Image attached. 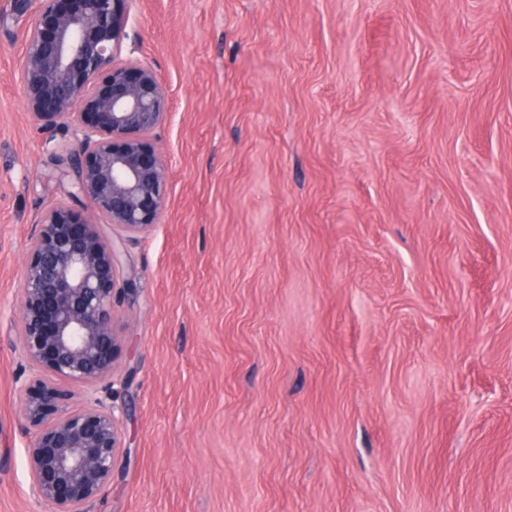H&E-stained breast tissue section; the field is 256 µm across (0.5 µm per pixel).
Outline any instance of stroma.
Returning a JSON list of instances; mask_svg holds the SVG:
<instances>
[{
  "instance_id": "1",
  "label": "stroma",
  "mask_w": 512,
  "mask_h": 512,
  "mask_svg": "<svg viewBox=\"0 0 512 512\" xmlns=\"http://www.w3.org/2000/svg\"><path fill=\"white\" fill-rule=\"evenodd\" d=\"M170 116L122 251L125 451L89 512H512V0H131ZM0 0V512L34 497L18 336L65 163Z\"/></svg>"
}]
</instances>
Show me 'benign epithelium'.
<instances>
[{"label": "benign epithelium", "mask_w": 512, "mask_h": 512, "mask_svg": "<svg viewBox=\"0 0 512 512\" xmlns=\"http://www.w3.org/2000/svg\"><path fill=\"white\" fill-rule=\"evenodd\" d=\"M129 0H20L33 9L17 78L34 122L73 139L70 198L30 236L20 288L19 341L34 378L23 388L32 488L52 512H89L124 450L126 408L108 403L123 343L115 318L119 254L99 219L133 237L157 223L168 164L150 136L168 116L167 89L150 66L118 61ZM85 405L70 406V387Z\"/></svg>", "instance_id": "obj_1"}]
</instances>
